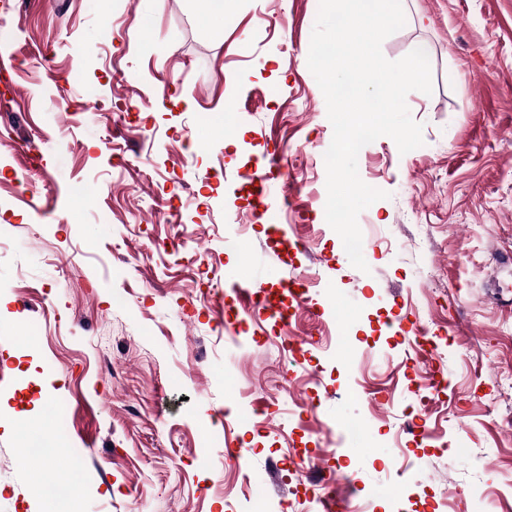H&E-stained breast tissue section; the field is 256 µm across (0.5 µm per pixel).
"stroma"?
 I'll return each mask as SVG.
<instances>
[{
  "mask_svg": "<svg viewBox=\"0 0 512 512\" xmlns=\"http://www.w3.org/2000/svg\"><path fill=\"white\" fill-rule=\"evenodd\" d=\"M130 3L0 0V512H321L314 469L357 512H512V0H404L382 52L429 46L433 92L422 146L358 154L365 273L325 219L319 0ZM275 146L272 196L240 173ZM298 275L285 321L231 290ZM414 324L454 340L426 406Z\"/></svg>",
  "mask_w": 512,
  "mask_h": 512,
  "instance_id": "obj_1",
  "label": "stroma"
}]
</instances>
